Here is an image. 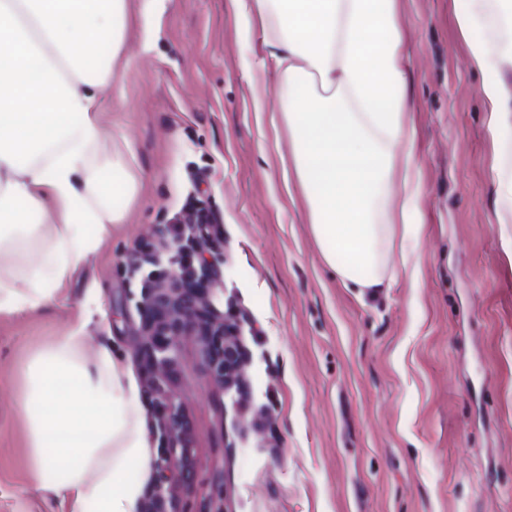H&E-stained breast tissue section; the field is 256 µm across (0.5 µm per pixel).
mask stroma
Returning a JSON list of instances; mask_svg holds the SVG:
<instances>
[{
    "label": "stroma",
    "instance_id": "stroma-1",
    "mask_svg": "<svg viewBox=\"0 0 512 512\" xmlns=\"http://www.w3.org/2000/svg\"><path fill=\"white\" fill-rule=\"evenodd\" d=\"M422 191L419 279L358 300L323 259L278 153L275 69L249 75L260 24L233 0H127L99 115L114 193L110 244L38 311L0 314V512H59L22 495L34 473L13 408L38 350L86 315L85 347L131 362L158 483L156 394L134 349L142 303L175 266L141 259L193 207L211 222L179 248L205 260L221 316L243 322L244 393L216 384L194 337L164 383L190 423L191 484L168 512H512V248L492 202L497 152L453 0H397ZM267 89V109L254 101Z\"/></svg>",
    "mask_w": 512,
    "mask_h": 512
}]
</instances>
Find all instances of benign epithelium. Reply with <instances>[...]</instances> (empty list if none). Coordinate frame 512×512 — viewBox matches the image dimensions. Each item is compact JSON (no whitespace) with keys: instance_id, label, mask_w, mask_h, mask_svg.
<instances>
[{"instance_id":"7a95c632","label":"benign epithelium","mask_w":512,"mask_h":512,"mask_svg":"<svg viewBox=\"0 0 512 512\" xmlns=\"http://www.w3.org/2000/svg\"><path fill=\"white\" fill-rule=\"evenodd\" d=\"M209 289L188 276L186 272L171 276V287L161 288L154 299L145 305L144 329L146 341L135 349L134 355L143 359L146 369L155 377L165 375L173 361L175 337L193 334L200 350L207 356L215 382L226 387L241 383L244 348L235 339L241 327L219 321L208 302ZM161 430L168 455L173 457L176 477L181 482L192 480V471L185 461L176 457L189 436V425L173 396L163 397ZM168 489L156 484L148 493V512H164Z\"/></svg>"}]
</instances>
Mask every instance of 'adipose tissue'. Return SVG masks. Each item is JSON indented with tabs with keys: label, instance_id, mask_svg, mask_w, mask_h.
<instances>
[{
	"label": "adipose tissue",
	"instance_id": "adipose-tissue-1",
	"mask_svg": "<svg viewBox=\"0 0 512 512\" xmlns=\"http://www.w3.org/2000/svg\"><path fill=\"white\" fill-rule=\"evenodd\" d=\"M512 0H465L458 14L471 68L499 144L494 202L512 224V44L475 35ZM261 22L251 70L274 64L290 160L328 265L358 297L377 293L393 239L400 263L418 248L409 217L421 194L408 121L396 0H234ZM126 0H0V313L35 311L124 216L98 149L102 88L115 76L103 44L120 50ZM95 235H87L86 225ZM87 320L70 325L27 369L14 412L28 425L36 465L24 494L52 493L68 512H138L150 455L136 381L125 359L83 351Z\"/></svg>",
	"mask_w": 512,
	"mask_h": 512
}]
</instances>
